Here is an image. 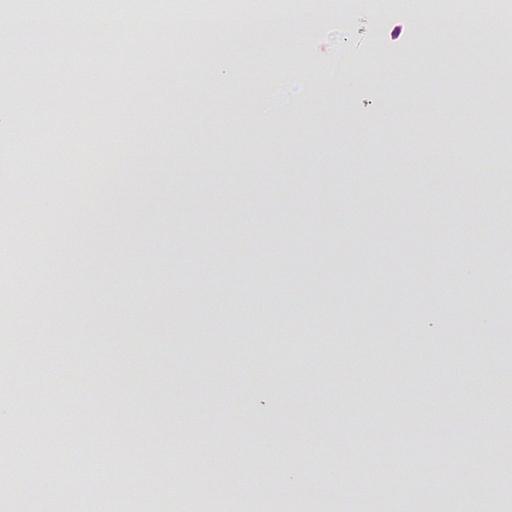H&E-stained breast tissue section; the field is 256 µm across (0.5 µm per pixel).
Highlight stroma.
I'll return each mask as SVG.
<instances>
[{"mask_svg": "<svg viewBox=\"0 0 512 512\" xmlns=\"http://www.w3.org/2000/svg\"><path fill=\"white\" fill-rule=\"evenodd\" d=\"M275 23L243 58L204 31L35 39L0 9V84L25 103H0V307L37 305L0 318V487L25 453L59 481L25 512H71L83 469L112 512H160L175 484L200 512H512L492 454L512 446V288L470 290L512 277V237L482 232L512 225V64L486 81L497 47L397 0ZM475 125L493 147L469 148ZM116 144L114 198L67 192L78 151ZM314 328L346 350L288 364L279 333ZM97 447L111 467L87 466Z\"/></svg>", "mask_w": 512, "mask_h": 512, "instance_id": "obj_1", "label": "stroma"}]
</instances>
